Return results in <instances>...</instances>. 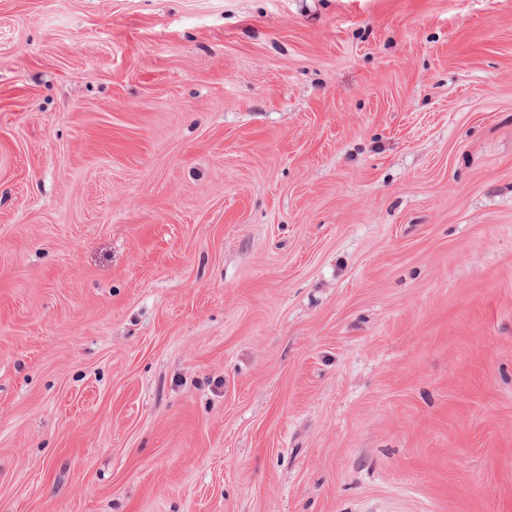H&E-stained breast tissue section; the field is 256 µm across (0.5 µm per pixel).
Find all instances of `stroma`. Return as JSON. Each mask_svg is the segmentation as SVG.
<instances>
[{
    "mask_svg": "<svg viewBox=\"0 0 512 512\" xmlns=\"http://www.w3.org/2000/svg\"><path fill=\"white\" fill-rule=\"evenodd\" d=\"M0 512H512V0H0Z\"/></svg>",
    "mask_w": 512,
    "mask_h": 512,
    "instance_id": "stroma-1",
    "label": "stroma"
}]
</instances>
